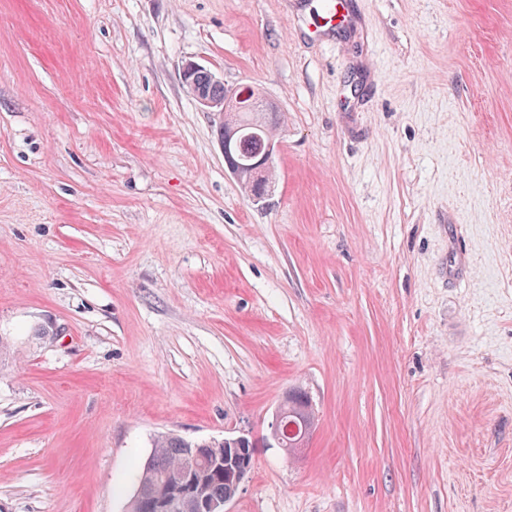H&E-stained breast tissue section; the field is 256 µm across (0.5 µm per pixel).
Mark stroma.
<instances>
[{
  "instance_id": "35a3bbf8",
  "label": "stroma",
  "mask_w": 512,
  "mask_h": 512,
  "mask_svg": "<svg viewBox=\"0 0 512 512\" xmlns=\"http://www.w3.org/2000/svg\"><path fill=\"white\" fill-rule=\"evenodd\" d=\"M347 9L0 0V512H127L294 387L229 512H512V0ZM188 61L278 113L265 200ZM307 396L308 395L306 392L299 388L289 389L288 392L284 394L274 414L270 425V436L277 443V445L280 448H283L286 452L294 451L293 449L288 450V447H303L310 440L314 433L313 427L310 425L306 417V415H308L315 420L311 402H309V404L305 407L306 415H297L303 425V433L300 436L297 437V427L295 425H289L288 428V421H285L286 416H288V420L293 418L288 414L290 409L288 401L291 404H297L299 408H301Z\"/></svg>"
}]
</instances>
